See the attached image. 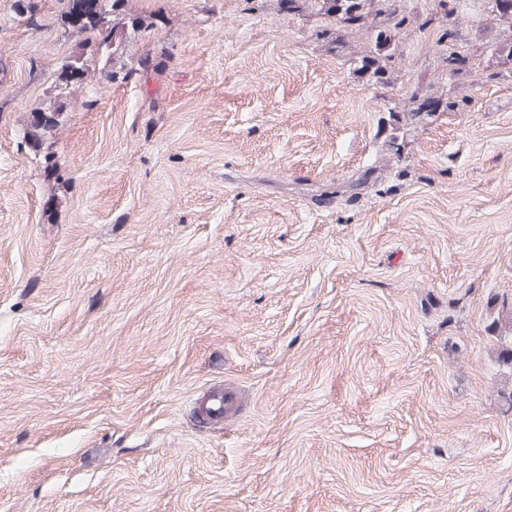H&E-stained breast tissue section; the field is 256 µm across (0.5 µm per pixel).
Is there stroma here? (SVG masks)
<instances>
[{
    "instance_id": "35a3bbf8",
    "label": "stroma",
    "mask_w": 512,
    "mask_h": 512,
    "mask_svg": "<svg viewBox=\"0 0 512 512\" xmlns=\"http://www.w3.org/2000/svg\"><path fill=\"white\" fill-rule=\"evenodd\" d=\"M35 3L0 0V512H512L486 0H123L79 87ZM363 0H322L321 10L327 15H335L336 19L343 25L349 27L358 25L362 20L361 13L364 5ZM32 112L27 124L25 137L38 145L47 136L54 134L64 123V114L57 109Z\"/></svg>"
}]
</instances>
